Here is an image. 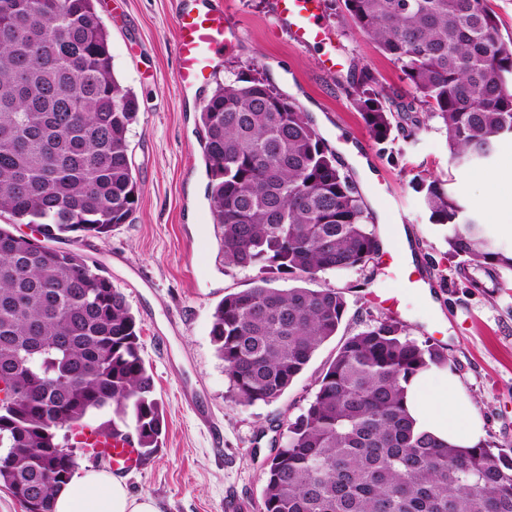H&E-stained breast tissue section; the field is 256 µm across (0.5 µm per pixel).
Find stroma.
Listing matches in <instances>:
<instances>
[{
	"label": "stroma",
	"mask_w": 512,
	"mask_h": 512,
	"mask_svg": "<svg viewBox=\"0 0 512 512\" xmlns=\"http://www.w3.org/2000/svg\"><path fill=\"white\" fill-rule=\"evenodd\" d=\"M272 0H225L232 33L215 62L213 83L236 73L256 74L295 100L313 121L344 173L362 196L379 237L404 225L412 258L319 275L314 285L341 291L346 312L338 338L322 345L277 401L244 406L232 387L210 331L216 305L248 288L257 272L228 267L222 230L214 224L206 187L204 132L198 116L212 89L183 96L176 83L178 53L174 0H96L110 35L119 82L136 95L139 111L128 138L140 188L135 213L108 236L79 244L89 264L121 291L141 328V355L164 409L156 451L125 473L132 494L151 496L160 512H262L267 458L284 445L287 426L308 406L316 381L342 338L374 321L395 318L418 343L440 346L447 365L434 371L452 380L479 422V437L512 455V289L496 288L477 272L482 288H468L453 272L448 244L429 223L413 191L414 175L447 180L497 244L512 251V217L493 206L486 178L512 160V138L485 163L455 165L439 122L412 139H396L391 155L363 151L368 131L342 89L354 68H368L384 86L398 87L397 65L368 37L350 29L338 0H321L329 44L300 47L276 26ZM336 58V75L323 70ZM423 268L428 289L410 284ZM194 387L223 434L209 431L183 402Z\"/></svg>",
	"instance_id": "35a3bbf8"
}]
</instances>
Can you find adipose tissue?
<instances>
[{
    "label": "adipose tissue",
    "mask_w": 512,
    "mask_h": 512,
    "mask_svg": "<svg viewBox=\"0 0 512 512\" xmlns=\"http://www.w3.org/2000/svg\"><path fill=\"white\" fill-rule=\"evenodd\" d=\"M407 408L417 427L462 445L477 441L476 420L454 388L435 389L431 373L407 386ZM54 512H159L147 495H132L124 478L92 466L82 469L54 494Z\"/></svg>",
    "instance_id": "adipose-tissue-1"
}]
</instances>
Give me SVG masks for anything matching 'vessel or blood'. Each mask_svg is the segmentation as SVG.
<instances>
[{
    "mask_svg": "<svg viewBox=\"0 0 512 512\" xmlns=\"http://www.w3.org/2000/svg\"><path fill=\"white\" fill-rule=\"evenodd\" d=\"M321 0H273L272 15L287 29L292 41L301 47L326 41L327 33L319 22ZM175 22L178 36L179 66L177 83L182 91L199 89L211 75V62L221 54L229 26L222 0H211L206 10L195 11L177 6ZM82 440L105 454L116 472L135 469L139 451L131 438H104L84 433Z\"/></svg>",
    "mask_w": 512,
    "mask_h": 512,
    "instance_id": "b4317fda",
    "label": "vessel or blood"
}]
</instances>
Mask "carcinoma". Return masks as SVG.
<instances>
[{
    "mask_svg": "<svg viewBox=\"0 0 512 512\" xmlns=\"http://www.w3.org/2000/svg\"><path fill=\"white\" fill-rule=\"evenodd\" d=\"M341 2L406 86L387 89L363 67L345 89L381 151L435 119L456 163L512 136V37L487 0ZM137 112L94 0H0V215L43 236L0 224V485L31 512H53L91 413L113 414L95 434L122 435L130 418L142 453L159 447L164 415L124 295L79 249L58 247L105 236L136 210ZM200 121L224 264L258 270L217 304L210 334L235 400L269 404L342 324V292L305 284L366 264L380 239L312 121L263 78L218 85ZM411 184L462 278L479 285L471 266L512 272V254L445 182ZM446 362L395 319L345 338L267 462L263 512H512L511 456L443 441L408 412L406 385Z\"/></svg>",
    "mask_w": 512,
    "mask_h": 512,
    "instance_id": "1",
    "label": "carcinoma"
}]
</instances>
